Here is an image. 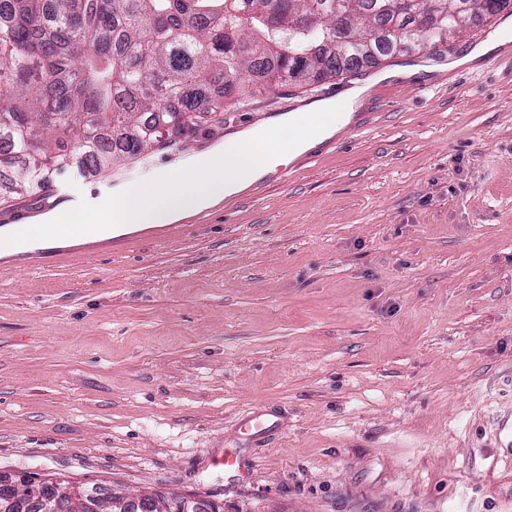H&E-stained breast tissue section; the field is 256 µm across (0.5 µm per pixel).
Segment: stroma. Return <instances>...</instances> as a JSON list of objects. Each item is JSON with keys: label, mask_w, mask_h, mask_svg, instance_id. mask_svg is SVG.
Instances as JSON below:
<instances>
[{"label": "stroma", "mask_w": 512, "mask_h": 512, "mask_svg": "<svg viewBox=\"0 0 512 512\" xmlns=\"http://www.w3.org/2000/svg\"><path fill=\"white\" fill-rule=\"evenodd\" d=\"M382 64L224 110L142 183L225 138L364 87L362 111L188 217L0 256V473L224 512H512V55ZM57 177L0 228L101 203ZM271 428L241 431L251 414Z\"/></svg>", "instance_id": "35a3bbf8"}]
</instances>
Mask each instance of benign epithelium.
Returning a JSON list of instances; mask_svg holds the SVG:
<instances>
[{"label":"benign epithelium","mask_w":512,"mask_h":512,"mask_svg":"<svg viewBox=\"0 0 512 512\" xmlns=\"http://www.w3.org/2000/svg\"><path fill=\"white\" fill-rule=\"evenodd\" d=\"M0 489L11 494L0 499V512H131L143 500L153 502L159 512H224V505L179 494H147L140 497L112 495L105 499L81 484L62 478L38 479L0 474Z\"/></svg>","instance_id":"1"}]
</instances>
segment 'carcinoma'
I'll return each instance as SVG.
<instances>
[{
  "label": "carcinoma",
  "instance_id": "obj_1",
  "mask_svg": "<svg viewBox=\"0 0 512 512\" xmlns=\"http://www.w3.org/2000/svg\"><path fill=\"white\" fill-rule=\"evenodd\" d=\"M0 0V192L109 170L211 133L224 100L357 74L424 47L448 51L498 0ZM360 52L326 37L336 20Z\"/></svg>",
  "mask_w": 512,
  "mask_h": 512
}]
</instances>
